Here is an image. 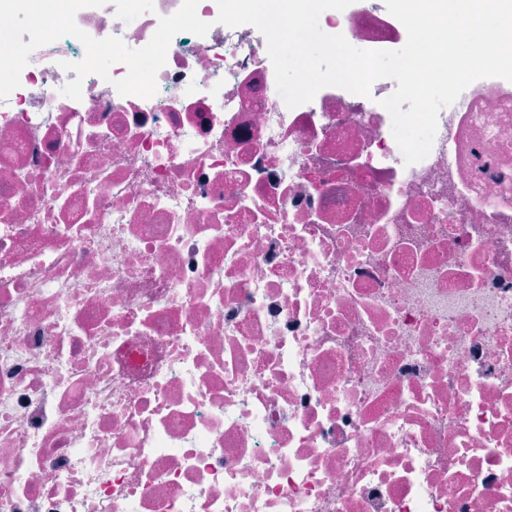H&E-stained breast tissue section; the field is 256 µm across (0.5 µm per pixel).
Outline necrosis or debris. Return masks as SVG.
<instances>
[{
    "mask_svg": "<svg viewBox=\"0 0 512 512\" xmlns=\"http://www.w3.org/2000/svg\"><path fill=\"white\" fill-rule=\"evenodd\" d=\"M154 3L76 22L139 48ZM198 16L152 98L63 96L67 36L0 100V512H512V82L408 166L396 81L290 108ZM324 30L407 39L384 0Z\"/></svg>",
    "mask_w": 512,
    "mask_h": 512,
    "instance_id": "obj_1",
    "label": "necrosis or debris"
}]
</instances>
